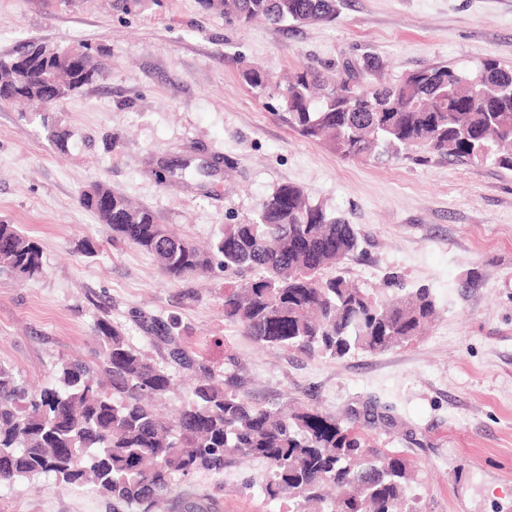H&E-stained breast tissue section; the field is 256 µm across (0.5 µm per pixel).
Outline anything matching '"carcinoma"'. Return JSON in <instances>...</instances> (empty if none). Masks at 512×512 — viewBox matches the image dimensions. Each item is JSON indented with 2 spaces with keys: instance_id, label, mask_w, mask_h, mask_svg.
<instances>
[{
  "instance_id": "1",
  "label": "carcinoma",
  "mask_w": 512,
  "mask_h": 512,
  "mask_svg": "<svg viewBox=\"0 0 512 512\" xmlns=\"http://www.w3.org/2000/svg\"><path fill=\"white\" fill-rule=\"evenodd\" d=\"M229 24L332 23L340 0H200ZM31 45L0 59V105L34 101L46 111L99 80L109 63ZM288 123L308 142L344 158L397 157L409 151L490 163L512 171V68L487 57L467 69L433 67L394 81H328L306 65L283 78ZM47 140L68 147L70 133L43 118ZM93 195L112 199V213ZM82 208L112 237L155 257L176 283L224 273V321L262 347L343 359L381 354L422 335L438 313L432 289L375 296L349 284L339 263L359 248L353 224L311 201L292 183L276 186L256 217L226 224L205 247L172 233L151 209L98 182ZM43 271L39 246L0 223V272L32 278ZM142 330L166 346L170 362L194 377L188 400L164 421L156 403L173 376L99 315L93 360L61 361L54 378L31 386L0 365V481L50 475L58 484L112 499V512H152L179 479L221 473L240 458L268 465L263 488L288 512H416L407 461L373 446L362 428L313 409L267 407L240 394L203 357L171 336L173 325L144 312Z\"/></svg>"
}]
</instances>
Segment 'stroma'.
I'll return each mask as SVG.
<instances>
[{
  "instance_id": "obj_1",
  "label": "stroma",
  "mask_w": 512,
  "mask_h": 512,
  "mask_svg": "<svg viewBox=\"0 0 512 512\" xmlns=\"http://www.w3.org/2000/svg\"><path fill=\"white\" fill-rule=\"evenodd\" d=\"M112 60L107 78L54 110L71 133L49 144L35 110L0 107V222L35 240L44 272L0 273V365L32 385L61 360H92L94 320L155 362L163 345L133 318L176 325L241 394L303 405L364 425L370 441L414 470L419 512H512V171L432 157L345 159L288 125L280 78L310 65L351 67L367 82L491 56L512 66V0H345L330 24L239 28L199 0H0V58L31 44ZM269 74L264 88L242 72ZM213 164L162 183L161 162ZM103 182L203 244L252 218L277 185L301 186L354 224L359 250L340 266L362 288H433L439 317L411 344L341 360L260 347L224 321V275L170 284L155 259L79 205ZM93 241L95 253L83 250ZM263 460L195 472L153 512H288L263 493ZM0 512H112L111 498L39 476L0 483Z\"/></svg>"
}]
</instances>
